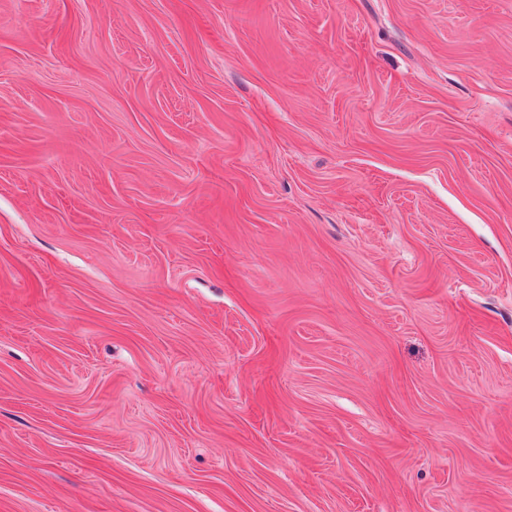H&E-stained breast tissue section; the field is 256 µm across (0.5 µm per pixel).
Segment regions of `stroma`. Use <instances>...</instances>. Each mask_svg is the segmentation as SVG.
Returning a JSON list of instances; mask_svg holds the SVG:
<instances>
[{"label":"stroma","instance_id":"35a3bbf8","mask_svg":"<svg viewBox=\"0 0 512 512\" xmlns=\"http://www.w3.org/2000/svg\"><path fill=\"white\" fill-rule=\"evenodd\" d=\"M0 512H512V0H0Z\"/></svg>","mask_w":512,"mask_h":512}]
</instances>
